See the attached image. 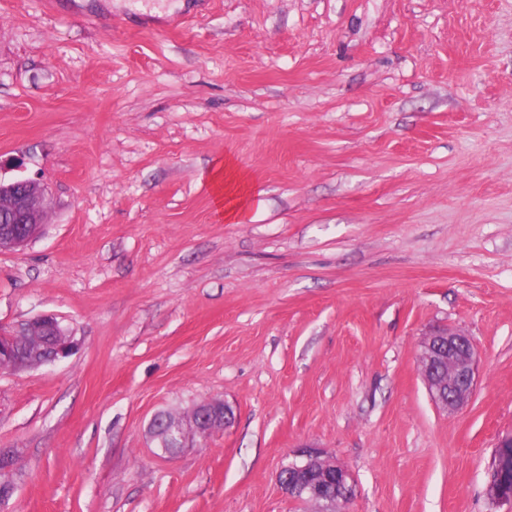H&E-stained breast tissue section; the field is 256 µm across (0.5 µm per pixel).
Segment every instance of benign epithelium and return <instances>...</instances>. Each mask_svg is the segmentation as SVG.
<instances>
[{"instance_id": "benign-epithelium-1", "label": "benign epithelium", "mask_w": 512, "mask_h": 512, "mask_svg": "<svg viewBox=\"0 0 512 512\" xmlns=\"http://www.w3.org/2000/svg\"><path fill=\"white\" fill-rule=\"evenodd\" d=\"M48 209L46 189L30 179L0 182V251L19 250L40 233ZM42 333L50 337L49 361L71 354L75 347L72 332L57 317L42 315L26 321L16 331L0 330V366L15 359L20 337ZM425 384L438 406L453 413L466 405L474 391L476 350L471 338L458 330L436 331L426 337L421 353ZM233 409L221 399L195 405L185 415L170 412L155 414L148 426L149 437L162 452L187 447L194 436L205 438L229 425ZM317 465L323 476L336 477V483L349 494L350 472L342 465L324 460L317 453L302 448L295 460L284 466L279 475L281 488L300 501H316L315 489L304 480L305 474ZM487 495L494 504L512 501V435L501 438L493 456Z\"/></svg>"}]
</instances>
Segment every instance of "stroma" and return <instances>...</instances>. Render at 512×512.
<instances>
[{"mask_svg": "<svg viewBox=\"0 0 512 512\" xmlns=\"http://www.w3.org/2000/svg\"><path fill=\"white\" fill-rule=\"evenodd\" d=\"M262 194L218 220L209 168ZM49 192L0 252V328L80 346L0 367V512H318L295 449L345 466L340 512H512V0H0V181ZM438 328L478 354L446 414ZM220 398L164 455L146 430ZM39 333L50 336L49 362L69 356L76 345L72 332L64 328L56 316L42 315L26 321L16 331L0 330V366L13 370H25L40 366L38 362L27 363L22 367L14 363L20 346V336H35ZM9 359H12L11 364L3 363ZM421 368L432 398L448 414L469 402L475 386L476 350L467 334L448 329L427 336ZM233 409L221 399H211L195 405L186 415L170 412L155 414L148 426L149 437L165 454L172 449L186 448L190 437L205 438L229 425ZM493 456L487 495L494 504L512 501V435L502 437ZM314 464L319 466L324 477L327 478L329 473H332L340 489L345 488L346 499L351 497L349 494L352 487L350 472L344 466L324 460L316 452L307 448L299 449L295 454V460L282 468L279 475L281 488L288 489L286 492L294 499L315 502L317 498L315 489L303 479Z\"/></svg>", "mask_w": 512, "mask_h": 512, "instance_id": "obj_1", "label": "stroma"}]
</instances>
